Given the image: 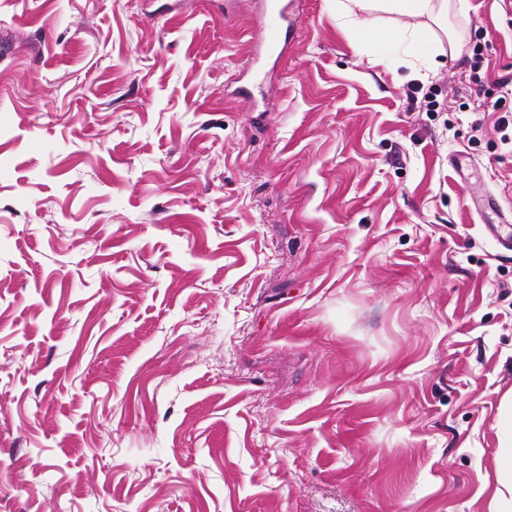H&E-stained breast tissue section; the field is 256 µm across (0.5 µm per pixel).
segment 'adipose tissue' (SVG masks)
I'll list each match as a JSON object with an SVG mask.
<instances>
[{
  "label": "adipose tissue",
  "mask_w": 512,
  "mask_h": 512,
  "mask_svg": "<svg viewBox=\"0 0 512 512\" xmlns=\"http://www.w3.org/2000/svg\"><path fill=\"white\" fill-rule=\"evenodd\" d=\"M448 0H342L339 17L356 37L377 33L382 45H409L424 58L433 55V37L430 31L413 26L415 18L424 15L444 16ZM377 13L397 15V23L374 30L373 16Z\"/></svg>",
  "instance_id": "obj_1"
}]
</instances>
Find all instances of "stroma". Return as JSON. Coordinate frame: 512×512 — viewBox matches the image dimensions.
Masks as SVG:
<instances>
[{"label":"stroma","instance_id":"1","mask_svg":"<svg viewBox=\"0 0 512 512\" xmlns=\"http://www.w3.org/2000/svg\"><path fill=\"white\" fill-rule=\"evenodd\" d=\"M268 5L0 0V512H488L512 0ZM273 2L256 29L255 40L272 55H280L288 43V26L283 24L286 5L282 1ZM339 18L350 28L359 40L375 33L374 13L394 14L402 18H418L436 13L446 16L450 0H339ZM378 41L383 46L408 44L424 58L433 56V37L430 31L418 26L396 22L379 31Z\"/></svg>","mask_w":512,"mask_h":512}]
</instances>
